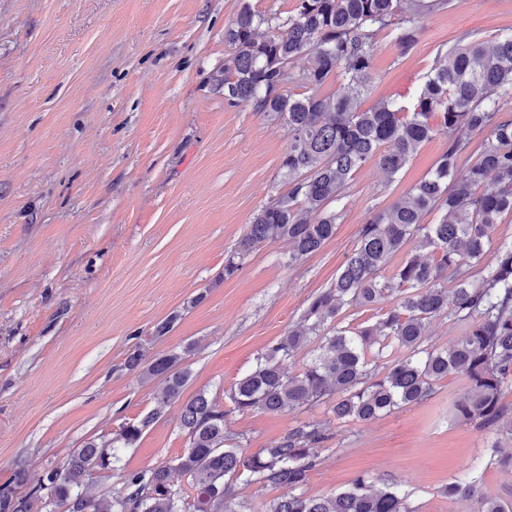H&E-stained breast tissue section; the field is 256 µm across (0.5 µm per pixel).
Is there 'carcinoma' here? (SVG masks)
Returning a JSON list of instances; mask_svg holds the SVG:
<instances>
[{
  "mask_svg": "<svg viewBox=\"0 0 512 512\" xmlns=\"http://www.w3.org/2000/svg\"><path fill=\"white\" fill-rule=\"evenodd\" d=\"M448 0H296L288 15L242 4L224 39L233 48L212 74L231 106L245 103L288 126L279 171L288 194L262 207L224 261L230 278L263 243L288 242V264L319 251L336 234L337 208L355 174L373 162L392 179L421 145L437 135L448 147L427 177L358 230L335 282L315 295L300 322L256 359L235 383L228 410L198 392L183 407L188 448L151 468L127 471L109 500L83 492L92 473L112 470L121 449L136 445L145 428L190 380L183 366L190 348L152 358L136 348L125 367L139 380H162L156 406L130 419L110 439L92 437L70 452L24 497L0 485V512H239L234 483L302 488L327 440L314 421L283 440L250 453L227 431L233 412H291L323 403L339 420L370 421L420 405L437 381L454 375L466 392L456 419L512 437V408L503 402L512 383V240L495 238L496 224L512 213V32L488 44L472 35L438 53L410 103L396 94L363 109L373 87L378 36H392L400 55L413 52L421 19ZM307 66L295 70L297 59ZM331 79L333 93L321 92ZM438 218L424 223L426 215ZM415 244V251L408 250ZM405 256L394 267L393 257ZM427 250L432 258L421 255ZM349 307L375 310L374 321L337 325ZM467 324L466 336L447 349L424 346L432 320ZM316 343L299 370L292 359ZM403 350L383 376L376 360L390 344ZM187 480L193 496L184 497ZM467 471L444 492L474 512H512V503L478 495ZM266 512H416L397 485L374 489L359 475L332 495L290 494Z\"/></svg>",
  "mask_w": 512,
  "mask_h": 512,
  "instance_id": "carcinoma-1",
  "label": "carcinoma"
}]
</instances>
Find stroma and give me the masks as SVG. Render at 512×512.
Instances as JSON below:
<instances>
[{
  "label": "stroma",
  "mask_w": 512,
  "mask_h": 512,
  "mask_svg": "<svg viewBox=\"0 0 512 512\" xmlns=\"http://www.w3.org/2000/svg\"><path fill=\"white\" fill-rule=\"evenodd\" d=\"M287 14L294 0H0V484L26 495L46 468L91 437L155 405L158 381L123 362L187 348L184 399L228 403L235 382L299 321L353 249L360 224L423 179L446 150L436 136L387 179L358 171L336 235L288 261V244L258 247L233 277L224 259L254 214L287 193L279 173L288 128L228 105L210 82L231 53L224 30L242 3ZM415 52L380 36L365 106L412 95L439 52L472 34L512 27V0H450L427 15ZM202 302H195V295ZM175 316L164 337L155 325ZM455 376L426 402L368 421H336L325 406L229 414L228 431L254 452L318 421L329 438L303 487L329 495L363 474L402 484L419 512H464L444 488L465 468L489 497L512 498V466L493 446L512 438L454 418ZM182 401L168 405L118 469L94 472L108 499L123 471L182 454ZM25 469L13 481V463Z\"/></svg>",
  "instance_id": "stroma-1"
}]
</instances>
